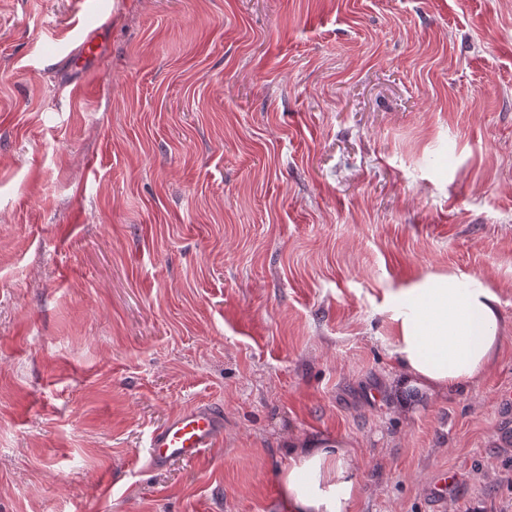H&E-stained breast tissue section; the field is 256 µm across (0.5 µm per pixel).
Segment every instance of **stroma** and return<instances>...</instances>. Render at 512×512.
<instances>
[{"instance_id":"obj_1","label":"stroma","mask_w":512,"mask_h":512,"mask_svg":"<svg viewBox=\"0 0 512 512\" xmlns=\"http://www.w3.org/2000/svg\"><path fill=\"white\" fill-rule=\"evenodd\" d=\"M109 19L104 55L59 54ZM481 276L479 380L399 410L389 289ZM512 0H0V512H512ZM216 448L152 469L196 402ZM279 512H350L360 492L357 456L335 441L290 448ZM458 474L454 471H440L437 473L430 489V500L433 502L435 512H442L441 505L445 501V491L449 485L456 483Z\"/></svg>"}]
</instances>
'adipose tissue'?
I'll return each mask as SVG.
<instances>
[{
    "label": "adipose tissue",
    "instance_id": "adipose-tissue-1",
    "mask_svg": "<svg viewBox=\"0 0 512 512\" xmlns=\"http://www.w3.org/2000/svg\"><path fill=\"white\" fill-rule=\"evenodd\" d=\"M390 354L400 396L455 390L493 364L501 333L499 299L476 275L429 273L388 294ZM281 474V512H350L360 492L356 455L335 441L291 449Z\"/></svg>",
    "mask_w": 512,
    "mask_h": 512
}]
</instances>
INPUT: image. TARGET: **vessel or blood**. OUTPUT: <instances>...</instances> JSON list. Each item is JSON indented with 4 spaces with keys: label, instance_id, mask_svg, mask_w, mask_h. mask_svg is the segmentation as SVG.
Returning <instances> with one entry per match:
<instances>
[{
    "label": "vessel or blood",
    "instance_id": "b4317fda",
    "mask_svg": "<svg viewBox=\"0 0 512 512\" xmlns=\"http://www.w3.org/2000/svg\"><path fill=\"white\" fill-rule=\"evenodd\" d=\"M104 26L85 27L70 40L65 60L80 68L103 48ZM224 432V416L211 403L199 402L171 414L148 437V461L163 469L175 461H193L217 444Z\"/></svg>",
    "mask_w": 512,
    "mask_h": 512
}]
</instances>
